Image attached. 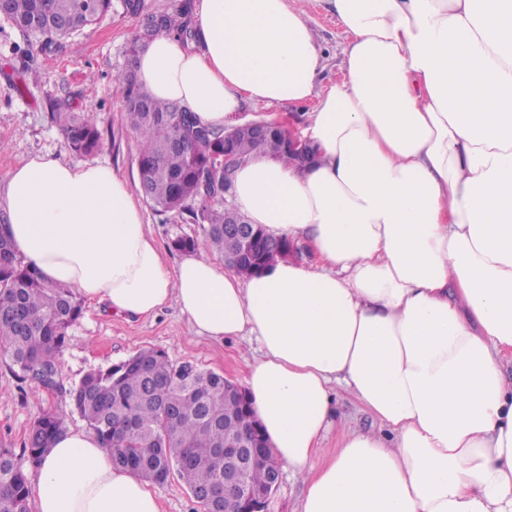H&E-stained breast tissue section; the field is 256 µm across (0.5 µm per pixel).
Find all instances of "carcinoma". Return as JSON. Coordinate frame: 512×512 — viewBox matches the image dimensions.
<instances>
[{"instance_id": "1", "label": "carcinoma", "mask_w": 512, "mask_h": 512, "mask_svg": "<svg viewBox=\"0 0 512 512\" xmlns=\"http://www.w3.org/2000/svg\"><path fill=\"white\" fill-rule=\"evenodd\" d=\"M111 6L112 0H0V17L48 50L99 22ZM190 11L191 0H181L172 11L160 13L157 24L132 38L130 57L162 35L193 40ZM115 81L123 93L126 123L140 137L142 198L159 212L176 210L190 224L207 225L204 242L178 235L172 247L180 252L202 247L241 258L237 271L242 275L288 257L291 244L282 255L257 246L243 250L237 230L248 221L224 206V170L209 167L212 155L224 153L227 130L201 127L187 107L155 99L131 67ZM70 108L66 99L49 100L51 120L62 127L72 149L84 154L102 150L104 138L95 122ZM232 148L238 160L260 149L277 161L298 163L283 147L279 131L263 142L237 136ZM7 225L6 220L0 223V356L8 358L18 379L36 396L67 393L118 466L154 483L158 474L175 471L193 495L203 490L224 495V443L249 428L239 404L224 397V376L195 365L188 371V364L174 363L164 350L148 347L65 389L58 380L59 361L83 304L69 288L46 281L18 259ZM64 431L62 418L45 410L30 426L21 455L0 448V512H29L31 477Z\"/></svg>"}]
</instances>
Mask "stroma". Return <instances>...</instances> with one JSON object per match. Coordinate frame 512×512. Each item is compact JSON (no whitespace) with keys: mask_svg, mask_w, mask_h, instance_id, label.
I'll return each mask as SVG.
<instances>
[{"mask_svg":"<svg viewBox=\"0 0 512 512\" xmlns=\"http://www.w3.org/2000/svg\"><path fill=\"white\" fill-rule=\"evenodd\" d=\"M178 2L142 0L143 12L138 15L127 12L123 0H112L111 11L98 24L49 51L41 50L37 42H25L15 27L0 19V182L13 166L37 153L49 152L71 164L83 162V155L70 149L64 132L49 119L48 99L66 98L73 111L91 116L104 135L97 161L110 163L131 187H138L139 144L126 125L114 77L127 64V43L143 14L172 10ZM304 7L325 50L317 75L324 88L343 74L347 37L319 0H305ZM144 217L171 265L183 257L171 247L172 238L205 237V225L184 223L175 212L148 208ZM69 336L59 363V380L67 387L78 384L89 371L124 361L145 347L165 350L172 361H190L236 381L244 371L241 346L199 337L173 307L129 320L88 302ZM44 410L62 414L67 427L85 425L60 396L22 394L8 360L0 359V448L20 451L30 424Z\"/></svg>","mask_w":512,"mask_h":512,"instance_id":"obj_1","label":"stroma"}]
</instances>
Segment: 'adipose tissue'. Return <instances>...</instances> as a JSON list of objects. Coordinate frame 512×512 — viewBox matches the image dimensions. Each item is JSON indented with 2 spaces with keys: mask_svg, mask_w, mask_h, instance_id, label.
Listing matches in <instances>:
<instances>
[{
  "mask_svg": "<svg viewBox=\"0 0 512 512\" xmlns=\"http://www.w3.org/2000/svg\"><path fill=\"white\" fill-rule=\"evenodd\" d=\"M322 2L348 37L323 89L300 0H196V42L161 37L135 59L152 96L211 127L316 101L297 129L313 161L255 151L231 196L314 262L245 277L193 252L168 267L111 165L49 153L0 184L15 250L115 315L173 305L197 334L255 349L242 386L304 479L298 512H512V0ZM340 391L379 430L340 416ZM32 493L36 512H161L85 429L54 440Z\"/></svg>",
  "mask_w": 512,
  "mask_h": 512,
  "instance_id": "ef3b65f1",
  "label": "adipose tissue"
}]
</instances>
